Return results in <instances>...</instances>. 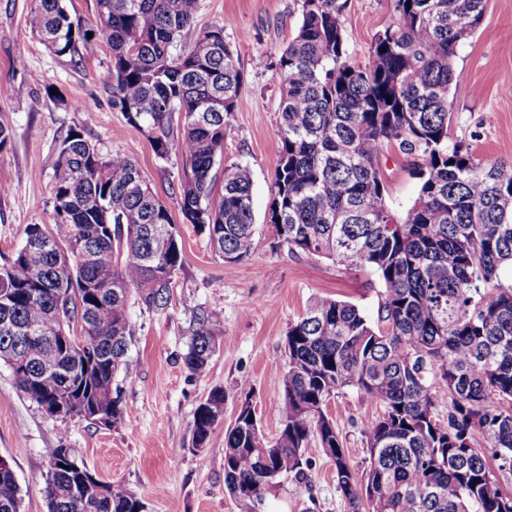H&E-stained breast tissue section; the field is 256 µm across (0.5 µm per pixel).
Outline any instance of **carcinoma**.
<instances>
[{
    "label": "carcinoma",
    "instance_id": "obj_1",
    "mask_svg": "<svg viewBox=\"0 0 512 512\" xmlns=\"http://www.w3.org/2000/svg\"><path fill=\"white\" fill-rule=\"evenodd\" d=\"M197 0H96V27L112 51V108L151 140L162 160L182 158L177 191L183 220L207 235L226 263L254 249L252 181L239 165L212 175L224 154L244 75L224 28L196 34ZM486 0H394L396 24L377 33L367 66H356L340 23V0H304L296 36L272 63L284 81L280 146L269 221L277 245L376 277V318L349 301L314 297L287 332L288 371L276 380L281 429L268 441L252 408L224 437V483L250 512L276 477L306 478L314 440L332 461L349 512H512L497 472H512V162L485 163L449 140L448 94L457 44L473 34ZM32 28L59 56L80 55L89 30L66 0H33ZM395 146L417 159L419 192L403 217L385 204L379 159ZM50 243L26 241L0 267L12 324L53 339L0 329V354L16 387L42 404L79 392L126 411L112 380L129 368L134 337L128 302L164 310L183 263L175 225L135 161L101 156L78 132L62 141L53 188ZM92 328L79 348L60 340L58 294ZM219 319H196L185 367L203 370ZM356 388L382 407L364 425L369 457L354 469L329 399ZM224 390L201 403L192 447H205ZM448 406L446 419L439 408ZM494 448L492 468L475 447ZM73 472L48 471V512H146L117 489L93 505L71 494ZM14 473L0 471V512H21Z\"/></svg>",
    "mask_w": 512,
    "mask_h": 512
}]
</instances>
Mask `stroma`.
I'll return each instance as SVG.
<instances>
[{
	"instance_id": "35a3bbf8",
	"label": "stroma",
	"mask_w": 512,
	"mask_h": 512,
	"mask_svg": "<svg viewBox=\"0 0 512 512\" xmlns=\"http://www.w3.org/2000/svg\"><path fill=\"white\" fill-rule=\"evenodd\" d=\"M343 34L353 63L369 62L377 32L396 21L393 0H343ZM303 0H197L194 31L223 28L237 52L245 85L215 171L248 169L252 179L255 249L229 264L207 235L183 223L175 188L178 156L159 159L151 141L113 110L106 83L112 53L93 32L80 61L55 55L31 32L32 0H0V122L11 141L0 151V264L19 250L27 225L54 222L53 182L63 139L80 132L102 156L132 155L144 180L165 203L176 225L183 264L175 274L168 306L159 312L130 303L135 327L130 368L114 385L128 411L125 425L104 428L81 419H55L20 392L0 364V456L11 464L23 512H47L43 489L53 449H70L75 460L115 488L136 494L147 512H247L224 484V435L249 382L266 438L281 427V396L275 379L286 369L285 338L311 297L356 304L375 316L376 278L326 258L290 253L277 245L268 219L279 149L282 78L271 68L295 36ZM265 65H258V57ZM512 0H486L473 35L456 48L455 79L448 96L450 138L485 162L512 161ZM414 160L391 148L381 158L385 201L404 216L416 199ZM222 316L217 347L206 368L187 371L183 355L201 313ZM216 388L224 391V420L206 447L194 451V412ZM339 429L346 454L364 468L369 451L364 424L380 407L354 388L339 391L325 407ZM306 480L278 479L264 512H348L336 487L332 462L309 445Z\"/></svg>"
}]
</instances>
